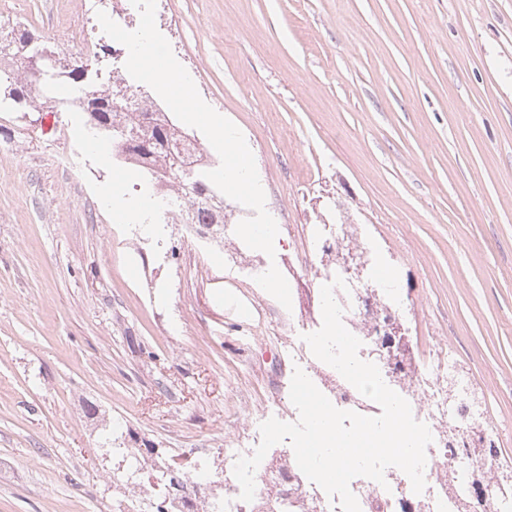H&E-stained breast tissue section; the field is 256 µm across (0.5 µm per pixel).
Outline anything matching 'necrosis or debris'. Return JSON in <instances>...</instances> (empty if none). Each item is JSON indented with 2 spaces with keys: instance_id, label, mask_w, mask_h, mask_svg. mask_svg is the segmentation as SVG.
Returning <instances> with one entry per match:
<instances>
[{
  "instance_id": "1",
  "label": "necrosis or debris",
  "mask_w": 512,
  "mask_h": 512,
  "mask_svg": "<svg viewBox=\"0 0 512 512\" xmlns=\"http://www.w3.org/2000/svg\"><path fill=\"white\" fill-rule=\"evenodd\" d=\"M311 243L307 251L288 260V279L310 278L324 285L342 275L338 254L356 248L365 262V272H372L368 257L374 246L365 241L355 243L350 229L334 233L331 225L315 224L310 228ZM346 289H335L334 298L343 310V323L358 337L362 360L378 366L384 382L411 405L414 417L425 423L433 436L426 449L424 469L426 487L414 493L409 478L391 467L384 483L365 477L350 483L361 512H512V469L486 456L483 447L498 443L499 437L490 423L470 428L462 420L470 403L462 397H449L448 377L456 373L454 362L438 347H421L417 337L406 340V352L394 373L385 337L375 332L377 325L401 319L404 304L396 300L383 282L369 283L347 278ZM320 318L312 316L302 322V332L288 337V360L300 367L332 404L365 416H376L380 407L361 395L333 367L315 358L303 341V334L317 331ZM289 475L299 483L295 496L288 501V512H342L337 499L301 477L296 461L288 463Z\"/></svg>"
}]
</instances>
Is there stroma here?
<instances>
[{
  "instance_id": "35a3bbf8",
  "label": "stroma",
  "mask_w": 512,
  "mask_h": 512,
  "mask_svg": "<svg viewBox=\"0 0 512 512\" xmlns=\"http://www.w3.org/2000/svg\"><path fill=\"white\" fill-rule=\"evenodd\" d=\"M158 30L244 134L282 231L275 257L151 237L137 192L88 148L84 113L0 112V512H142L100 446L223 473L272 393L288 394L273 298L225 264L287 259L313 224H356L412 311L479 390L512 459V0H157ZM79 52L95 13L0 0ZM75 153L81 179L56 162Z\"/></svg>"
}]
</instances>
